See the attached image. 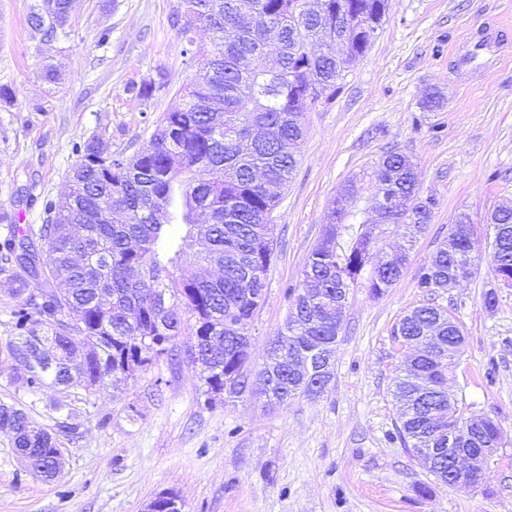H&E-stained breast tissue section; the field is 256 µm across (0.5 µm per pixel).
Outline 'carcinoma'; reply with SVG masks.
I'll return each instance as SVG.
<instances>
[{"label":"carcinoma","instance_id":"carcinoma-1","mask_svg":"<svg viewBox=\"0 0 512 512\" xmlns=\"http://www.w3.org/2000/svg\"><path fill=\"white\" fill-rule=\"evenodd\" d=\"M67 0H35L28 23L47 41L69 36ZM300 0H182L176 21L196 70L182 102L157 122L150 140L137 151L103 159L95 138L76 145L74 192L69 209L44 206L40 237L44 257L30 252L23 262L28 277H15L18 292L32 293L14 312L19 335L8 355L24 369L30 392L44 386L76 395L82 404L103 389H118L129 375L125 366L147 368L152 358L174 356L195 368L203 394L222 389L231 397L261 394L278 403L322 392L330 376L320 355L311 356L303 375L288 366L249 363L250 325L260 311L273 250V227L264 222L279 205L296 168L306 113L332 99L347 61L365 55L384 22L388 0H321V12L299 9ZM347 31L346 51L316 52ZM210 45L197 43L198 31ZM257 127L272 131L270 141L254 138ZM374 190L393 197L387 223L398 224L414 243L428 230L434 202L420 195L415 164L395 149L373 172ZM346 210L330 208L322 235L299 284L288 288L290 309L285 330L271 337L267 355L288 357L316 344L336 345V328L345 322L343 293L357 282L369 262L366 251L341 247ZM506 226L498 239L492 271L512 280V209L491 216ZM0 246L3 260L20 261L18 237L9 229ZM205 236L204 251L191 249ZM234 252L246 263L222 266L215 255ZM473 246L452 259L443 242L421 266L418 287L430 290L475 265ZM407 255L386 252L381 270L370 277V293L383 294L397 282ZM318 298L302 300L308 281ZM63 289L48 291L50 281ZM434 328L444 353L435 362L421 347L425 329ZM394 339L411 352L394 396L406 408L397 428L408 452L445 448L448 422V372L464 343L448 335V309L422 305L403 316ZM57 431L33 422L25 408L0 402V425L13 432V445L27 448L30 466L56 477L62 439L76 433V412L68 401L53 403Z\"/></svg>","mask_w":512,"mask_h":512}]
</instances>
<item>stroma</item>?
<instances>
[{
    "mask_svg": "<svg viewBox=\"0 0 512 512\" xmlns=\"http://www.w3.org/2000/svg\"><path fill=\"white\" fill-rule=\"evenodd\" d=\"M32 3L0 0V84L16 97L0 110V243L10 225L42 223L46 201L67 186L76 144L98 136L112 152H134L194 74L173 24L181 0H75L69 39L50 44L27 23ZM484 23L512 30V0H389L370 51L350 62L336 96L305 117L297 167L274 212L252 367L284 328L288 289L346 183L356 186L346 225L372 221L373 170L395 148L413 158L421 194L435 202L396 284L372 296L366 269L351 288L325 390L284 404L252 395L210 404L194 369L161 358L133 371L122 391L79 406L78 434L65 442L55 480L34 472L0 429V512H147L166 490L178 492L183 512H512V287L494 278L488 222L512 206V57L487 72L456 61ZM47 59L61 71L57 84L39 76ZM159 77L167 86L153 98L130 93L131 84ZM432 91L443 102L429 112L422 103ZM463 213L476 227L481 260L456 288L424 293L416 272ZM15 288L11 271L0 270V401L20 404L50 429L49 404L60 391H27L6 352L23 302ZM489 290L497 295L491 309L483 303ZM430 300L465 336L450 393L503 435L475 487L438 482L397 433L392 388L405 352L393 329ZM423 486L429 494H420Z\"/></svg>",
    "mask_w": 512,
    "mask_h": 512,
    "instance_id": "1",
    "label": "stroma"
}]
</instances>
